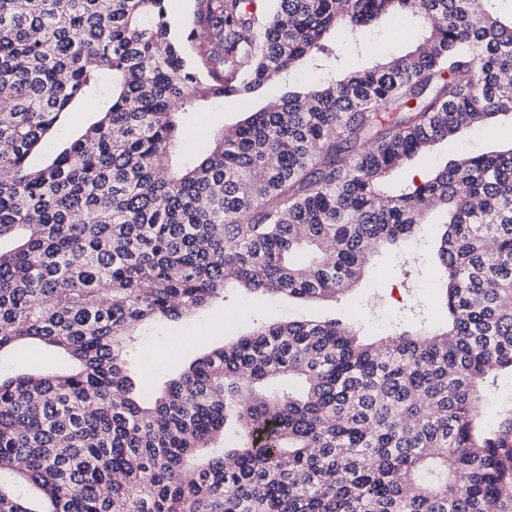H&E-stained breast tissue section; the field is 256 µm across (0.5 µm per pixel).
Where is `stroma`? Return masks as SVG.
<instances>
[{
  "label": "stroma",
  "instance_id": "35a3bbf8",
  "mask_svg": "<svg viewBox=\"0 0 512 512\" xmlns=\"http://www.w3.org/2000/svg\"><path fill=\"white\" fill-rule=\"evenodd\" d=\"M374 54H365L346 33L336 35L343 59L355 60L361 66H372L377 56L402 51L394 42L386 24L376 25L371 32ZM280 85L272 84L251 104L227 98L210 106L184 127L183 145L187 154L200 155L211 146L215 131L232 128L245 118L247 112L257 111L279 95ZM512 142V120L502 119L492 128L473 129L457 140L441 143L428 153L416 157L402 171L406 180H420L430 175L435 166L447 156L457 153H477L498 150ZM434 251L431 236H414L399 248L376 255L358 285L334 300L306 302L280 299L269 301L252 298L244 289L231 286L224 291V300L211 311L196 314L177 323H161L149 327L138 337L136 347L141 356L152 360L149 386L162 389L182 368L187 347L202 349L224 341V321L233 319L235 331H243L261 323H274L291 316L321 320L339 317L344 313L356 315L363 333L370 334L376 325L385 332L398 333L418 327H434L444 312L436 288L430 287L422 265Z\"/></svg>",
  "mask_w": 512,
  "mask_h": 512
}]
</instances>
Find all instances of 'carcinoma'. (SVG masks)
Segmentation results:
<instances>
[{
	"label": "carcinoma",
	"instance_id": "cac0c4a2",
	"mask_svg": "<svg viewBox=\"0 0 512 512\" xmlns=\"http://www.w3.org/2000/svg\"><path fill=\"white\" fill-rule=\"evenodd\" d=\"M189 61L167 0H0V354L57 350L0 378V512H512V146L393 183L433 144L512 115V18L497 0H194ZM414 49L341 62L377 21ZM287 91L173 160L178 118ZM97 119L60 151L69 107ZM54 156L42 168L33 150ZM442 328L364 341L336 319L261 326L160 392L131 370L152 319L238 284L314 301L429 233ZM40 507L29 505V490ZM51 366L46 350L36 344L18 349L11 357L2 359V372L18 373L44 372ZM486 401L483 406V414L491 418L501 404L512 402V377L510 374H500L493 386L486 391Z\"/></svg>",
	"mask_w": 512,
	"mask_h": 512
}]
</instances>
